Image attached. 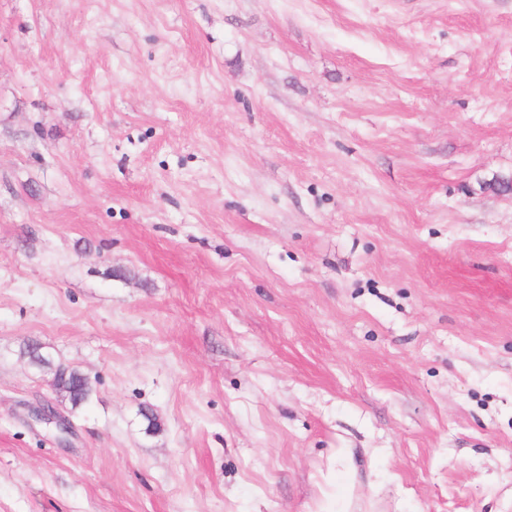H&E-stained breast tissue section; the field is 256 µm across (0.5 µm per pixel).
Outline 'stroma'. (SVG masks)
<instances>
[{
    "instance_id": "35a3bbf8",
    "label": "stroma",
    "mask_w": 512,
    "mask_h": 512,
    "mask_svg": "<svg viewBox=\"0 0 512 512\" xmlns=\"http://www.w3.org/2000/svg\"><path fill=\"white\" fill-rule=\"evenodd\" d=\"M496 173L512 0H0V512H512ZM34 346V355H37L38 357L34 359L32 362L39 368L43 370H48L49 373L52 374L50 383L54 390H56L59 394H61L60 392L67 393L68 390L66 387V382L68 380L67 377L70 373V369H64L61 366H55L49 355H45L41 352L44 346H42L41 344H35ZM31 417L35 422L52 429L60 444H66L67 437L71 433L72 424L70 419L56 405L47 401L45 404L35 407L31 412Z\"/></svg>"
}]
</instances>
